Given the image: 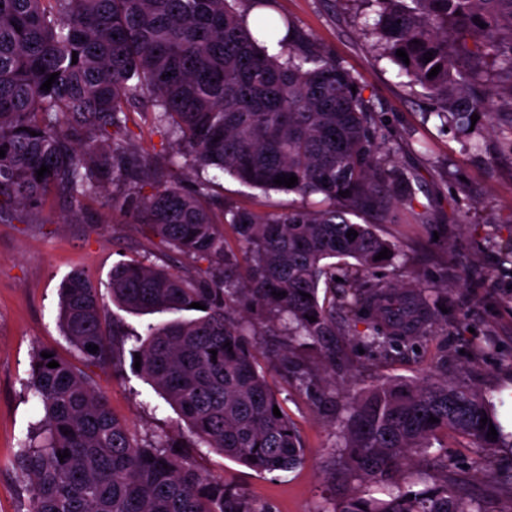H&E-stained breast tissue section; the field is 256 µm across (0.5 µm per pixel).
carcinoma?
<instances>
[{
  "mask_svg": "<svg viewBox=\"0 0 512 512\" xmlns=\"http://www.w3.org/2000/svg\"><path fill=\"white\" fill-rule=\"evenodd\" d=\"M367 3L376 15L371 34L405 84L436 102L442 126L489 115L512 156V0ZM237 4L0 0V220L32 224L59 192L69 197L74 222L97 190L127 188L122 205L134 222L195 264L194 273L180 275L120 261L109 281L112 301L130 313H197L148 325L133 349L143 378L194 438L260 473L305 461L288 415L273 414L280 402L258 369L251 317L261 316L272 335L285 337L276 355L285 371L306 388L319 387L321 402L338 393L348 400L327 476L338 489L322 512H487L480 498L458 489L453 464L430 448L441 431L467 437L477 448L475 470L491 490L512 496V462L490 460L506 445L495 406L440 368L422 383L390 380L352 394L353 375L339 358L346 336L385 358L439 326L447 285L376 276L400 248L373 225L355 222L392 203L413 211L415 175L384 152L375 104L349 71L290 21L260 13L248 26ZM437 65L439 73L428 77ZM55 72L50 90L41 89ZM143 97L151 101L153 130L175 144L162 157L166 166L211 168L265 192L321 196L324 206L215 213L213 180L202 177L186 190L132 147L130 113ZM43 165L49 171L39 179ZM291 174L294 186L274 183ZM225 224L248 254L244 265L225 246ZM350 229L358 236L347 238ZM385 248L389 258L375 259ZM193 302L206 309L188 308ZM60 321L88 364L130 339L107 321L98 283L82 271L61 288ZM310 347L318 353L315 368L300 355ZM53 360L59 367H47ZM27 391L44 417L14 459L29 480L26 512H273L226 490L171 451L174 444L137 438L91 376L55 354L36 355ZM432 416L439 422H429ZM491 425L495 441L487 438ZM64 451L70 456L61 460ZM413 460L428 472L410 481ZM383 482L396 493L387 501L369 496L368 485Z\"/></svg>",
  "mask_w": 512,
  "mask_h": 512,
  "instance_id": "carcinoma-1",
  "label": "carcinoma"
}]
</instances>
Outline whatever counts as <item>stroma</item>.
<instances>
[{
	"label": "stroma",
	"instance_id": "obj_1",
	"mask_svg": "<svg viewBox=\"0 0 512 512\" xmlns=\"http://www.w3.org/2000/svg\"><path fill=\"white\" fill-rule=\"evenodd\" d=\"M274 14L287 17L312 35L326 55L355 75L372 95L385 126V145L396 163L417 176V210L423 224H395L390 216H370L377 231L401 250L405 279L447 280L448 329L417 338L411 348L386 359L360 350L348 351L362 374L356 385L370 388L401 378L422 381L438 364L449 380L474 388L496 408L512 406V157L500 151L492 120H479L480 136L443 132L425 119L432 104L412 91L390 60L381 57L365 22L363 0H273ZM123 190L110 187L87 202L86 220L66 223L67 196L51 194L35 224L0 221V512H26L28 486L13 461L19 444L42 413L26 394L35 355L55 351L75 366L83 361L70 347L59 323V288L65 277L81 270L107 285L113 265L121 260L166 263L171 271L190 274L191 265L169 251L146 226L129 222L115 202ZM216 206L258 208L281 213L303 207L301 196L263 192L231 177L218 178ZM484 280L473 285L471 272ZM259 365L293 421L304 447L305 462L294 469L259 473L223 455L200 448L195 465L273 512H322L330 492L325 470L346 418L345 400L335 408H319L316 389H306L284 376L272 355L277 337L267 335L264 319L254 321ZM84 366V365H83ZM87 368V367H86ZM95 388L112 413L143 439L177 436V416L164 405L134 367L130 349L87 368ZM432 453L448 456L464 490L487 498L488 512H512V499L492 494L470 462L469 439L440 433Z\"/></svg>",
	"mask_w": 512,
	"mask_h": 512
}]
</instances>
